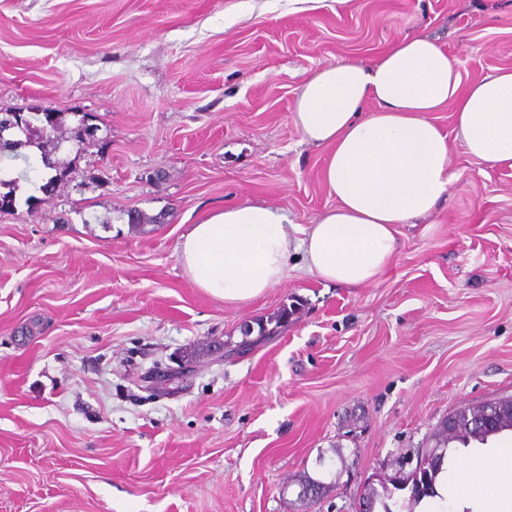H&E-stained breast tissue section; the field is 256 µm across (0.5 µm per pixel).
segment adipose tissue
Returning a JSON list of instances; mask_svg holds the SVG:
<instances>
[{"instance_id":"1","label":"adipose tissue","mask_w":512,"mask_h":512,"mask_svg":"<svg viewBox=\"0 0 512 512\" xmlns=\"http://www.w3.org/2000/svg\"><path fill=\"white\" fill-rule=\"evenodd\" d=\"M445 105L472 157L512 169V70L463 84L447 52L424 35L399 38L369 62L321 67L302 83L290 119L306 143L327 148L323 179L336 208L306 226L249 201L210 211L177 246L184 273L233 307L287 279L297 253L321 282L375 284L392 261L398 225L433 213L461 177L433 118ZM452 482L465 487L469 512H512V448L440 470L439 498Z\"/></svg>"}]
</instances>
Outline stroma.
Wrapping results in <instances>:
<instances>
[{"mask_svg":"<svg viewBox=\"0 0 512 512\" xmlns=\"http://www.w3.org/2000/svg\"><path fill=\"white\" fill-rule=\"evenodd\" d=\"M415 34L464 82L512 68V0H0V119L55 113L64 172L46 193L29 147L0 160L21 174L0 213V512H357L457 407L512 396V169L467 154L452 107L462 176L399 225L376 284L297 267L229 307L178 261L224 205L301 225L335 207L298 89ZM155 365L187 373L150 392ZM305 474L319 501L284 491Z\"/></svg>","mask_w":512,"mask_h":512,"instance_id":"35a3bbf8","label":"stroma"}]
</instances>
